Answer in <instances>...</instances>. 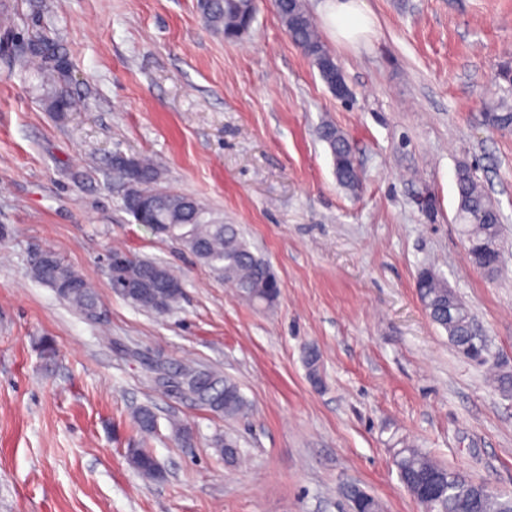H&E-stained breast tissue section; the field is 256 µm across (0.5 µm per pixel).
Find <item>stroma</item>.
<instances>
[{
	"label": "stroma",
	"mask_w": 512,
	"mask_h": 512,
	"mask_svg": "<svg viewBox=\"0 0 512 512\" xmlns=\"http://www.w3.org/2000/svg\"><path fill=\"white\" fill-rule=\"evenodd\" d=\"M374 18L338 41L327 0H305L343 71L336 99L257 0L239 40L212 33L197 0H9L0 31V512H350L357 485L383 512H423L393 464L398 448L512 495V395L456 353L414 288L433 268L512 370V133L486 114L512 68V0H366ZM56 33L74 111L46 106L15 53ZM351 141L357 190L341 188L321 125ZM151 159L162 188L236 225L281 282L273 309L240 298L179 241L136 223L115 155ZM502 215L504 264L465 259L459 162ZM431 200L424 208L423 200ZM53 249L95 287L89 321L32 275ZM115 248L172 266L170 314L113 293ZM54 347L43 353L44 342ZM321 354V385L304 350ZM216 370L241 388L225 420L158 388L156 362ZM152 407L162 466L142 478L130 417ZM190 430L185 444L175 426ZM236 441L224 461L210 440Z\"/></svg>",
	"instance_id": "1"
}]
</instances>
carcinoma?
I'll return each mask as SVG.
<instances>
[{"label": "carcinoma", "instance_id": "cac0c4a2", "mask_svg": "<svg viewBox=\"0 0 512 512\" xmlns=\"http://www.w3.org/2000/svg\"><path fill=\"white\" fill-rule=\"evenodd\" d=\"M273 8L293 43L315 67L328 89L344 75L336 59L322 41L313 18L304 7L303 0H272ZM198 7L209 29L233 42L246 33L254 20L247 0H198ZM26 57L37 62L42 70V85L46 87V101L53 112H68L74 103L59 94L56 85L64 80L57 59L61 58L60 44L53 38L35 32L25 45ZM493 127L512 130V105L503 100L496 110L488 113ZM321 139L326 142L333 161L336 180L344 188L355 190L361 182L360 170L347 136L335 126L327 124L321 128ZM135 191L139 200L149 204V219L154 224L171 228L168 235L179 238L202 265L218 274L224 282L236 288L244 297L262 308L273 307L279 299L281 284L271 266L255 255L248 243L240 236L233 224H223L207 218V211L195 198L163 190L157 187L158 170L146 157L136 158L134 169ZM458 189L456 221L467 227V262L474 268L493 276L497 270L487 267L483 253L479 250L482 240L493 238L501 241V214L471 165L463 161L455 172ZM55 267L34 278L49 288L80 314L98 304L97 296L87 279L50 251ZM115 256L125 260L123 277L133 281H151L155 277L180 280L167 265L157 263L150 266L127 251L115 249ZM113 292L132 305L157 315L171 313L179 304L181 296L164 299L152 291L137 295H126L111 283ZM418 298L432 321L448 333V339L459 354L478 344L482 330L473 316L455 294L448 289L444 279L432 268L425 267L417 275L415 283ZM305 363L310 379L317 385L322 383L320 375V353L314 346L305 351ZM156 385L167 391L187 393L195 403L214 414L227 419L242 417L249 410V403L240 387L217 371L193 365H179L174 370H157ZM135 428L142 438L156 434L158 418L149 407H141L134 414ZM211 446L230 463L238 456L236 444L222 434L214 436ZM132 468L140 475L155 479L156 469L152 465V453L142 441L135 445V452L128 455ZM395 465L400 479L411 486L413 475L421 472H436L448 479V493L437 500L416 497L424 512H503L512 504V498L502 495L486 484L476 483L466 475L434 460L419 448L406 446L395 452ZM346 496L353 510L380 512L377 499L356 487L346 488Z\"/></svg>", "mask_w": 512, "mask_h": 512}]
</instances>
